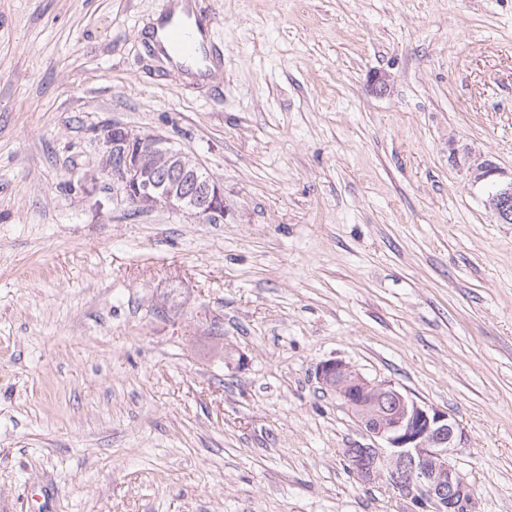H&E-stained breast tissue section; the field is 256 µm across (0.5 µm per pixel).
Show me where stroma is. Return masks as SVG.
<instances>
[{
	"instance_id": "35a3bbf8",
	"label": "stroma",
	"mask_w": 512,
	"mask_h": 512,
	"mask_svg": "<svg viewBox=\"0 0 512 512\" xmlns=\"http://www.w3.org/2000/svg\"><path fill=\"white\" fill-rule=\"evenodd\" d=\"M199 3L203 83L152 49L172 0H0V512H418L349 472L332 358L448 410L512 512V224L470 177L512 173V0ZM115 125L223 223L113 197Z\"/></svg>"
}]
</instances>
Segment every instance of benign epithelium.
<instances>
[{"instance_id": "1", "label": "benign epithelium", "mask_w": 512, "mask_h": 512, "mask_svg": "<svg viewBox=\"0 0 512 512\" xmlns=\"http://www.w3.org/2000/svg\"><path fill=\"white\" fill-rule=\"evenodd\" d=\"M112 194L142 210L165 208L208 223L224 222V190L211 178L185 181L199 164L161 138L114 126L103 137ZM474 183L492 181L498 197L512 199V175L486 161L472 169ZM319 382L336 395L373 440L348 448L346 459L364 484L385 480L427 512H472L473 486L449 459L463 429L447 411L422 404L388 381L371 380L341 359L317 366Z\"/></svg>"}]
</instances>
